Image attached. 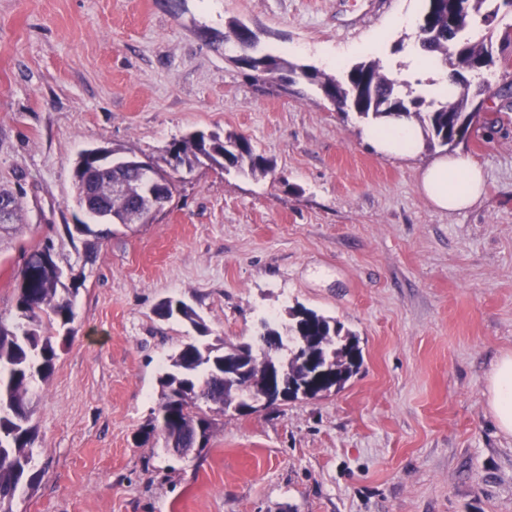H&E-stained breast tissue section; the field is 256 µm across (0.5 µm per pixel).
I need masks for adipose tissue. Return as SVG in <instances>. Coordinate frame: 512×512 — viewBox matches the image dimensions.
<instances>
[{
    "label": "adipose tissue",
    "mask_w": 512,
    "mask_h": 512,
    "mask_svg": "<svg viewBox=\"0 0 512 512\" xmlns=\"http://www.w3.org/2000/svg\"><path fill=\"white\" fill-rule=\"evenodd\" d=\"M363 137L378 153L413 158L422 153L421 128L404 118L390 117L367 123ZM484 175L461 151L441 155L421 169L417 187L437 210L454 213L473 206L481 197ZM486 404L501 434L512 437V353L500 356L486 380Z\"/></svg>",
    "instance_id": "1"
}]
</instances>
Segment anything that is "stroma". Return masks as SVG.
Segmentation results:
<instances>
[{
  "label": "stroma",
  "instance_id": "stroma-1",
  "mask_svg": "<svg viewBox=\"0 0 512 512\" xmlns=\"http://www.w3.org/2000/svg\"><path fill=\"white\" fill-rule=\"evenodd\" d=\"M426 0H0V185L23 224L0 232V320L17 319L25 252L52 240L74 320L31 399L35 472L14 512H512V438L485 407L512 352V11L472 35L502 87L494 126L456 142L481 167L473 207L436 210L417 189L437 155L381 156L364 122L300 80L232 63L225 24L264 52L326 69L378 60L399 75ZM202 130L238 135L273 170L184 173L150 224L80 228L73 168L89 148L161 161ZM168 298L209 342L255 339L303 306L359 339L343 388L213 413L186 458L145 435L169 355L196 337L156 317ZM177 313V314H176ZM157 316L170 319H181L190 325L201 335L206 336L208 329L198 314L180 299L169 298L162 301L155 310Z\"/></svg>",
  "mask_w": 512,
  "mask_h": 512
}]
</instances>
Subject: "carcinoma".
Masks as SVG:
<instances>
[{"mask_svg":"<svg viewBox=\"0 0 512 512\" xmlns=\"http://www.w3.org/2000/svg\"><path fill=\"white\" fill-rule=\"evenodd\" d=\"M488 0H427L418 22V42L422 49L434 52L448 64L455 92L442 101L426 100L408 92L396 90V80L384 72L378 61L358 63L345 75H328L314 67L297 66L259 49V41H240V31L246 23L231 20L224 33V42L237 45L241 53L253 57L252 72L257 78L270 75L283 88L301 77L316 86L339 109L353 112L364 120L384 116L412 119L420 124L427 147H448L457 137L481 121L485 125L497 122V116L477 112L476 100L498 95L487 81L473 85L465 73L494 60L485 39L473 40L465 36L476 17L487 21L496 17L499 8L482 12ZM174 151L179 163L188 168L209 162L222 168L237 167L250 173L265 174L271 168L268 159L256 152L250 141L241 136L223 137L216 132L198 131L175 140L166 152ZM109 176L88 177L78 168L73 171L76 198L85 194L90 184L97 185L100 194L108 199V214L122 216L128 201L108 197ZM50 241L38 245L24 259L18 272L16 309L19 322L9 327L0 321V512H12V503L18 489L31 486L37 478L32 472L34 459V428L30 425L29 394L39 381L51 376L57 351L52 337L45 334V325L66 327L74 319L69 289L64 287L57 263L51 253ZM155 314L170 319H181L202 336L208 329L198 314L180 299L162 301ZM287 324L263 322L267 336H316L318 341L311 352L322 358L334 374L337 388L358 371L362 352L356 336L332 317L314 310L300 308L289 312ZM233 343L212 344L201 348L197 342L183 344L168 356L165 369L158 377L160 404L158 412L166 413L162 432L166 441L179 445L187 437L202 430L204 441H209L213 422L202 411L200 403L213 405L233 400L232 386L224 382V349ZM281 371L297 381L304 377L296 345L288 342L277 351ZM248 386L259 393L268 376V362L263 349L248 351Z\"/></svg>","mask_w":512,"mask_h":512,"instance_id":"cac0c4a2","label":"carcinoma"}]
</instances>
